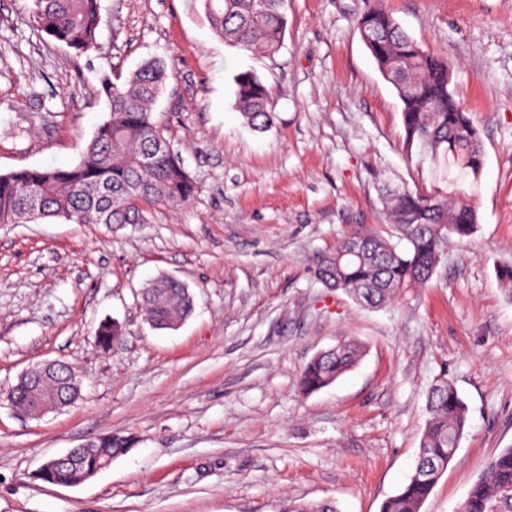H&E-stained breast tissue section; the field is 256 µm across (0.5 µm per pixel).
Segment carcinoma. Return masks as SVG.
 I'll use <instances>...</instances> for the list:
<instances>
[{"mask_svg":"<svg viewBox=\"0 0 512 512\" xmlns=\"http://www.w3.org/2000/svg\"><path fill=\"white\" fill-rule=\"evenodd\" d=\"M214 32L230 47L273 55L288 27L289 0H203ZM33 22L54 41L82 54L95 47L99 0H33ZM361 39L381 75L402 104L407 150L420 149L430 161L432 188L387 190L380 197L392 241L366 225L351 229L336 245L318 253L314 274L326 288L340 290L362 307L381 308L414 288L428 284L444 248L454 238L473 236L478 225L474 199L484 167L478 127L455 99L454 65L412 38L392 13L377 4L358 20ZM168 74L163 63L144 62L128 77L102 78L107 116L66 168H24L0 172V224L43 219L74 224H141L155 207L187 204L196 184L160 131L154 105ZM236 109L247 124H273L271 91L252 70L235 77ZM149 153L153 162H143ZM140 302L154 329H173L194 310V296L180 280L161 276L140 291ZM115 321L96 331L107 351L121 335ZM362 347L352 339L313 357L303 368L300 389L317 392L334 384L359 361ZM35 393L46 402L70 406L81 383L70 364L60 362ZM428 418L417 460L406 483L386 498L380 512H421L453 460L468 423L467 406L448 374L427 392ZM132 439L120 433L98 437L77 449L73 461L36 474L52 485L70 486L102 470V463L126 454ZM458 512H512V447L501 449L485 475L469 490Z\"/></svg>","mask_w":512,"mask_h":512,"instance_id":"carcinoma-1","label":"carcinoma"}]
</instances>
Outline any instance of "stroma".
Instances as JSON below:
<instances>
[{"mask_svg":"<svg viewBox=\"0 0 512 512\" xmlns=\"http://www.w3.org/2000/svg\"><path fill=\"white\" fill-rule=\"evenodd\" d=\"M372 0H291L280 50L224 44L202 0H100L96 46L40 32L31 0H0V172L77 164L106 115L100 78L165 62L155 113L197 183L143 224H0V512H293L307 501L380 512L411 474L426 391L448 374L468 408L455 457L422 512H456L512 446V0H383L453 88L485 151L469 239L430 285L381 310L314 276L351 226L388 230L382 187L425 190L401 102L356 22ZM271 88L272 127L236 109L234 77ZM167 274L196 296L177 330L144 319L138 291ZM123 333L109 351L99 324ZM358 366L312 394L305 364L338 339ZM70 363L80 398L40 419L7 391L30 367ZM120 432L132 449L73 487L37 480L47 457Z\"/></svg>","mask_w":512,"mask_h":512,"instance_id":"obj_1","label":"stroma"}]
</instances>
